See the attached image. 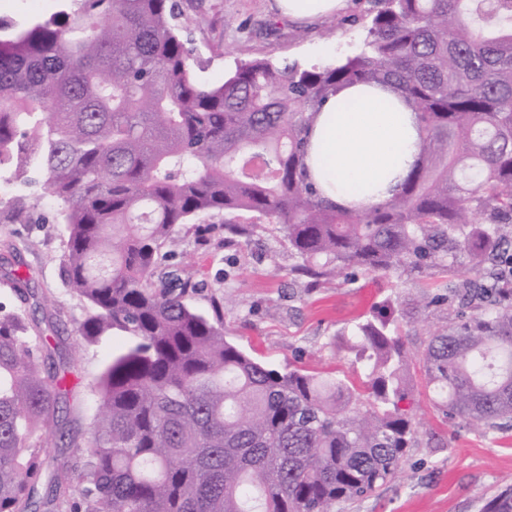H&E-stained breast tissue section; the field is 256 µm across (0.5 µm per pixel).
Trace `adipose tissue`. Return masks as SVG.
<instances>
[{
  "label": "adipose tissue",
  "instance_id": "adipose-tissue-1",
  "mask_svg": "<svg viewBox=\"0 0 512 512\" xmlns=\"http://www.w3.org/2000/svg\"><path fill=\"white\" fill-rule=\"evenodd\" d=\"M347 0H275L291 22L339 15ZM423 131L396 91L365 83L344 87L313 119L305 165L311 181L341 207L361 210L391 198L417 160Z\"/></svg>",
  "mask_w": 512,
  "mask_h": 512
}]
</instances>
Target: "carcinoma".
Listing matches in <instances>:
<instances>
[{
  "instance_id": "1",
  "label": "carcinoma",
  "mask_w": 512,
  "mask_h": 512,
  "mask_svg": "<svg viewBox=\"0 0 512 512\" xmlns=\"http://www.w3.org/2000/svg\"><path fill=\"white\" fill-rule=\"evenodd\" d=\"M334 63L239 60L196 76L180 0H69L0 19V165L37 181L66 230L79 335L127 345L92 384L84 452L52 470L69 367L0 308V512H333L371 497L416 448L413 361L449 421L512 429V0H375ZM389 85L424 138L400 191L366 212L322 198L303 157L323 103ZM277 225L313 289L347 268L447 278L448 325L410 354L391 299L333 345L361 364L282 369L224 336L222 303L177 273L176 228L204 215ZM257 225H224L248 242ZM470 266L477 277L455 281ZM480 512H512V486Z\"/></svg>"
}]
</instances>
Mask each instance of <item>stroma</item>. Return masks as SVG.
I'll return each instance as SVG.
<instances>
[{
  "instance_id": "stroma-1",
  "label": "stroma",
  "mask_w": 512,
  "mask_h": 512,
  "mask_svg": "<svg viewBox=\"0 0 512 512\" xmlns=\"http://www.w3.org/2000/svg\"><path fill=\"white\" fill-rule=\"evenodd\" d=\"M272 0H182L195 72L207 84L222 83L240 59L239 45L252 57L273 63L326 64L355 50L363 32L360 19L373 0H348L339 16L310 26L279 20ZM22 208L32 221H11ZM224 214L201 217L205 233L180 230L177 265L201 284L190 300L208 311L211 298L224 304V335L253 356L278 367L302 366L314 372L339 369L353 375V358L336 352L333 336L350 330L386 299L412 312L417 297L438 293L440 275L407 272L391 278L356 274L348 282H330L306 291L292 273L294 257L275 234L257 231L239 246L224 242ZM66 250L64 226L56 206L38 187H0V304H16L9 280L22 275L30 295L26 306L34 332L54 338V359L70 361L63 426L76 435L73 446L50 438V466L69 461L84 449L82 441L97 405L90 385L103 364L125 343L124 337L85 342L78 327L85 301L65 284L61 264ZM414 419L421 440L409 449L396 477L375 496L337 505L336 512H479L488 497L512 485V431L465 422H443L423 387L412 375Z\"/></svg>"
}]
</instances>
